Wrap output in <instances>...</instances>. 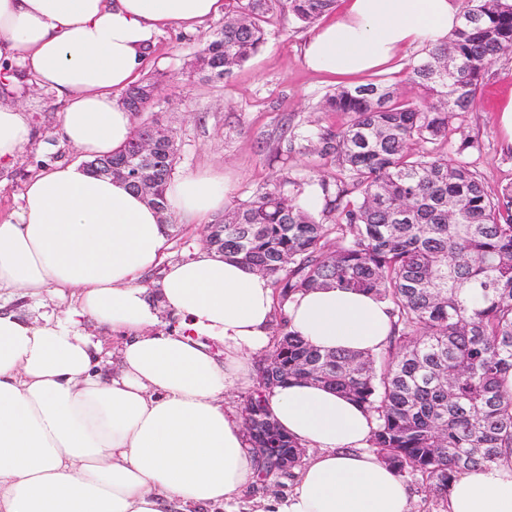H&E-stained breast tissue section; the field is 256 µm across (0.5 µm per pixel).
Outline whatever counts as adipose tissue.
I'll use <instances>...</instances> for the list:
<instances>
[{
	"mask_svg": "<svg viewBox=\"0 0 512 512\" xmlns=\"http://www.w3.org/2000/svg\"><path fill=\"white\" fill-rule=\"evenodd\" d=\"M223 12L224 0H0V165L37 138L12 97L21 71L63 103L62 137L79 155L30 178L17 209L0 214V290L75 299L57 314L0 304V512H212L260 478L224 395L248 383L249 355L268 343L269 278L200 249L149 288L143 276L167 247L161 214L86 166L132 137L118 94L156 37ZM460 13L461 0H346L308 40L304 63L339 78L380 71L443 43ZM167 198L170 212L201 224L223 213L227 186L188 173ZM164 314L177 318L175 332L155 331ZM284 314L324 352H378L391 328L387 303L331 285L296 294ZM95 327L122 337L105 370ZM268 400L278 425L316 454L258 512H409L401 477L369 450L363 406L301 379ZM444 512H512V448L457 474Z\"/></svg>",
	"mask_w": 512,
	"mask_h": 512,
	"instance_id": "obj_1",
	"label": "adipose tissue"
}]
</instances>
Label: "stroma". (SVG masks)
Listing matches in <instances>:
<instances>
[{"label":"stroma","mask_w":512,"mask_h":512,"mask_svg":"<svg viewBox=\"0 0 512 512\" xmlns=\"http://www.w3.org/2000/svg\"><path fill=\"white\" fill-rule=\"evenodd\" d=\"M211 18L186 31L170 28L159 34L151 50L145 78L160 77L162 91L151 110L177 135V174L210 171L222 176L227 200L248 198L274 176L288 175L305 183L335 172L332 159L321 157L308 142L288 144L283 129L318 132L341 130L347 121L340 113L323 112L321 99L336 88L328 76L306 68L302 49L311 27L287 13L270 14L269 40L228 79L210 81L192 72L190 61L204 39L223 26ZM512 90V54L489 69L471 112L453 120L449 146L461 137L474 140L465 161L481 177L491 196L512 186V151L503 149L496 117L504 95ZM20 101L31 105V120L52 151L28 147L9 168L0 169V210L16 208L24 183L52 163L73 159L74 150L59 136L62 106L44 89L24 85ZM169 247L163 265L146 276L150 286L162 280L167 263L191 257L203 246L204 227L169 216Z\"/></svg>","instance_id":"stroma-1"}]
</instances>
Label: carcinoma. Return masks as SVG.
Returning a JSON list of instances; mask_svg holds the SVG:
<instances>
[{
    "label": "carcinoma",
    "instance_id": "carcinoma-1",
    "mask_svg": "<svg viewBox=\"0 0 512 512\" xmlns=\"http://www.w3.org/2000/svg\"><path fill=\"white\" fill-rule=\"evenodd\" d=\"M279 0H226L224 21L203 43L193 71L229 77L269 36ZM337 0H288L310 25ZM512 53V0H462L461 23L445 42L409 67L421 104L398 99L386 80L342 85L322 109L349 115L336 133L316 135L319 153L336 162L320 179L318 213L300 202L303 188L273 178L248 199L224 208L218 251L236 255L271 281L277 305L327 284L372 292L389 305L392 331L380 352H326L282 328L256 362V388L244 417L252 447L278 440L301 447L271 426L268 389L304 378L358 401L375 420L371 449L402 478L445 497L455 474L492 463L512 448V399L500 380L512 372V187L492 198L469 163L448 158L449 122L474 107L490 66ZM459 63L451 80L437 71ZM151 79L121 100L140 114L150 107ZM160 123L134 129L112 166L139 165L156 203L175 169V143L137 157L141 138ZM329 213L336 223H325Z\"/></svg>",
    "mask_w": 512,
    "mask_h": 512
}]
</instances>
